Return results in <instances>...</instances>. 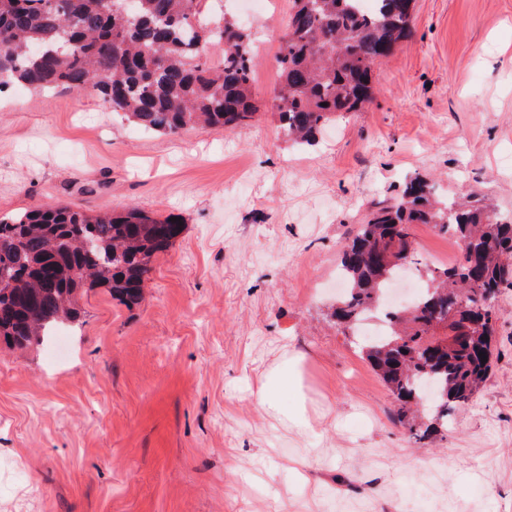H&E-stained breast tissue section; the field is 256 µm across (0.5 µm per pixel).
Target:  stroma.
<instances>
[{"mask_svg":"<svg viewBox=\"0 0 512 512\" xmlns=\"http://www.w3.org/2000/svg\"><path fill=\"white\" fill-rule=\"evenodd\" d=\"M292 5L249 20L261 110L232 131L0 92V216L135 206L185 224L139 307L96 288L50 336L0 344V512H512V286L484 386L420 441L332 316L343 243L411 176L512 219V0H416L373 99L306 147L271 101ZM293 355L302 431L258 393Z\"/></svg>","mask_w":512,"mask_h":512,"instance_id":"stroma-1","label":"stroma"}]
</instances>
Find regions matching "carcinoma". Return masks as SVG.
Masks as SVG:
<instances>
[{
	"mask_svg": "<svg viewBox=\"0 0 512 512\" xmlns=\"http://www.w3.org/2000/svg\"><path fill=\"white\" fill-rule=\"evenodd\" d=\"M206 0H0V89L93 91L144 130L175 134L205 125L233 130L255 118L253 37ZM293 0L281 39V128L311 144L336 117L373 95L372 68L411 34L415 0ZM224 45L213 63L206 48ZM430 224L462 244L451 266L427 269L428 287L407 309H389L387 333L361 352L421 439L442 428L480 390L491 369L493 300L512 285V220L467 196L441 198L416 175L373 209L342 248L345 294L332 317L355 327L382 301L398 261L414 256L412 229ZM184 226L140 208L88 214L37 206L0 217V341L22 346L77 316L81 288L106 286L126 306L143 300L154 259Z\"/></svg>",
	"mask_w": 512,
	"mask_h": 512,
	"instance_id": "obj_1",
	"label": "carcinoma"
}]
</instances>
